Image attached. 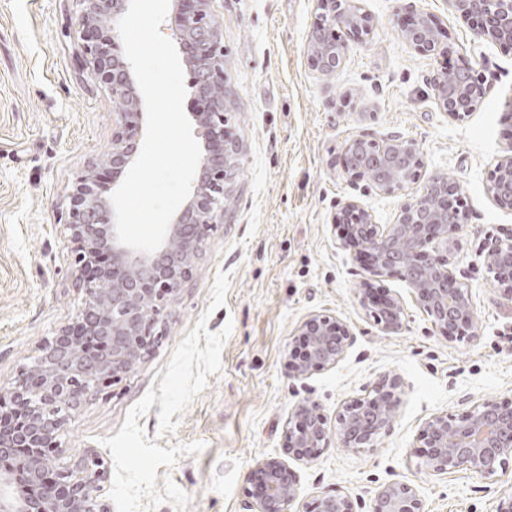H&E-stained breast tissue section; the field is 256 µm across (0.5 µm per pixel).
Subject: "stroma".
<instances>
[{
	"label": "stroma",
	"instance_id": "35a3bbf8",
	"mask_svg": "<svg viewBox=\"0 0 512 512\" xmlns=\"http://www.w3.org/2000/svg\"><path fill=\"white\" fill-rule=\"evenodd\" d=\"M363 5L375 18L372 32L351 43L340 71L322 76L308 52L316 0H214L229 131L240 151L230 211L169 301L157 326L161 345L72 419L54 469L73 468L87 452L111 460L103 438L116 435L129 408L160 384L174 348L206 311L210 332L233 326L220 371L173 415L172 431L160 432L157 403L137 420L162 448L203 446L157 470L158 480L188 495L185 509L164 501L154 512H246L245 475L270 457L299 477L292 512L336 493L368 512L372 491L389 480L414 485L429 512H497L512 493V466L489 479L432 475L418 437L433 416L512 398V297L499 290L482 253L488 235L512 233V213L498 209L487 190L496 160L512 152V51L474 45L448 0H414L454 46L453 63L474 67L488 86L480 109L456 122L428 96V78L444 61L403 40L398 0ZM79 34L76 0H0V388L72 322L82 302L75 245L62 226L77 177L112 149L119 106L75 68ZM367 112L374 120H364ZM393 132L417 142L427 174L456 178L469 209L467 227L449 246L454 273L472 292L474 322L452 337L418 309L398 274L370 281L366 257L343 246L333 221L337 205L354 199L378 223L394 222L409 193L377 194L339 165L352 137ZM221 271L231 285L225 306L212 311L210 290ZM370 283L402 297L400 333L382 332L362 304ZM313 313L345 322L355 343L336 367L298 381L285 361ZM388 376L399 383L401 404L375 447L333 442L314 462L289 458L285 435L297 403L318 404L332 424L343 405Z\"/></svg>",
	"mask_w": 512,
	"mask_h": 512
}]
</instances>
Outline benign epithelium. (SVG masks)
I'll list each match as a JSON object with an SVG mask.
<instances>
[{
  "label": "benign epithelium",
  "mask_w": 512,
  "mask_h": 512,
  "mask_svg": "<svg viewBox=\"0 0 512 512\" xmlns=\"http://www.w3.org/2000/svg\"><path fill=\"white\" fill-rule=\"evenodd\" d=\"M214 0H177L179 23L173 35L185 61L194 65V89L201 111L195 120L204 153L192 191L172 219L163 245L152 254L135 252L116 238V214L101 196L94 176H84L71 194L65 230L77 248L73 262L76 288L83 307L76 319L38 348L36 363L22 371L8 399L22 414L18 422L0 412V458L28 451L20 473L0 470V512H107L100 499L108 470L93 453L75 468L48 479L44 468L55 456L59 437L82 406L103 388L120 380L155 348L161 336L151 335L170 297L192 276V262L202 241L225 223L222 198L233 182L228 156L236 151L227 139L224 103L210 96L224 83V44L212 9ZM320 9L314 32L324 41L311 44L312 63L328 73L345 62L349 42L369 34L373 17L360 0H317ZM457 16L472 24L473 42L512 46V0H448ZM81 15L80 64L121 104L112 129V151L103 163L122 172L138 151L139 96L129 61L99 36L100 23L125 12L129 0H77ZM412 21L402 31L405 42L427 57H451L452 47L441 39L434 16L404 5ZM437 109L453 120L477 111L487 95L483 78L471 66L450 65L428 81ZM341 165L356 180H366L379 194L403 192L424 182L422 193L400 208L395 222L378 224L356 200L336 211L337 224L357 222V240L371 254L369 274L380 276L396 268L410 287L415 304L452 335L473 319L471 292L458 281L451 262L432 253L429 245L448 243L449 230H461L468 213L459 203L456 181L441 175L424 177L418 144L394 132L377 141L358 136L344 147ZM489 192L495 205L512 211V154L497 160ZM98 251L112 257L110 267L96 271L89 258ZM484 257L493 278L512 294V235L490 237ZM386 334L404 328V307L393 296L370 311ZM310 340L303 361L287 360L288 371L305 379L332 368L354 343L350 327L332 315L312 314L300 326ZM394 381L384 377L368 393L336 415V438L343 448H372L397 416ZM288 454L298 461L318 458L329 443L327 423L319 407L307 401L292 411ZM425 466L437 476L466 473L491 478L512 459V406L485 399L457 418L434 416L422 429ZM248 512H291L298 498V477L284 462L268 458L253 466L244 487ZM316 512H355L347 495H324ZM371 512H426L417 488L402 481L380 485Z\"/></svg>",
  "instance_id": "1"
}]
</instances>
